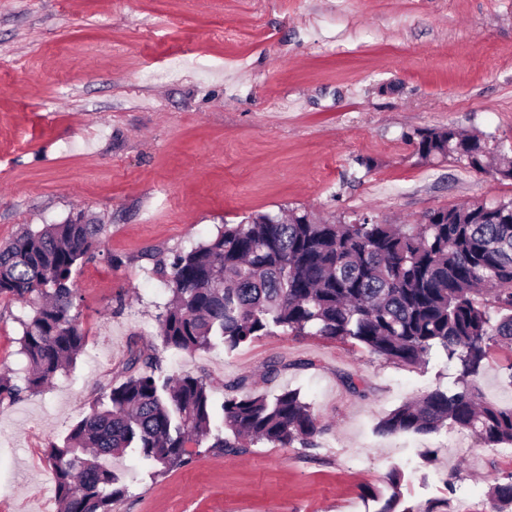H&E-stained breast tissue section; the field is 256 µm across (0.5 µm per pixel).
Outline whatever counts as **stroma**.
Listing matches in <instances>:
<instances>
[{
	"instance_id": "35a3bbf8",
	"label": "stroma",
	"mask_w": 512,
	"mask_h": 512,
	"mask_svg": "<svg viewBox=\"0 0 512 512\" xmlns=\"http://www.w3.org/2000/svg\"><path fill=\"white\" fill-rule=\"evenodd\" d=\"M455 125L512 145V0H0V244L85 214L105 231L76 275L81 354L46 388L0 402V512H57L45 457L121 383L132 346L192 374L299 391L328 429L316 447L194 449L158 474L139 449L109 460L112 512H398L461 499L485 512L512 446L462 449L456 428L386 435L402 403L456 386L319 336H265L191 355L164 348L170 292L153 252L177 251L249 215L302 206L331 219L416 224L429 211L512 198V181L426 163L403 139ZM28 303L0 297V373L21 375ZM498 350L476 378L512 406ZM281 373L265 379L270 363ZM356 387L348 389L345 380ZM404 480L392 490L391 469Z\"/></svg>"
}]
</instances>
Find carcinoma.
Listing matches in <instances>:
<instances>
[{"mask_svg":"<svg viewBox=\"0 0 512 512\" xmlns=\"http://www.w3.org/2000/svg\"><path fill=\"white\" fill-rule=\"evenodd\" d=\"M424 158H453L477 171L494 161L512 180V151L489 148L490 135L448 125L404 135ZM102 224L78 215L29 227L0 247V295L29 300L21 320L24 384L0 377V402L37 391L83 348L75 274L95 257ZM172 299L159 316L166 348L192 353L220 342L229 349L276 333L353 341L404 366L442 353L457 369V389H436L382 420L384 434H430L450 425L478 446L512 444V407L481 400L473 379L493 350L512 341V199L465 203L424 224H386L371 216L327 223L306 210L258 213L226 224L209 239L166 260ZM129 375L103 390L63 445H51L58 512H111L124 495L103 461L138 448L162 474L189 462L188 446L244 454L315 446L325 425L295 390L270 399L225 384L215 409L207 383L164 375L160 360L133 349ZM224 435L212 434L216 413ZM491 512L512 505V480L490 487Z\"/></svg>","mask_w":512,"mask_h":512,"instance_id":"obj_1","label":"carcinoma"}]
</instances>
